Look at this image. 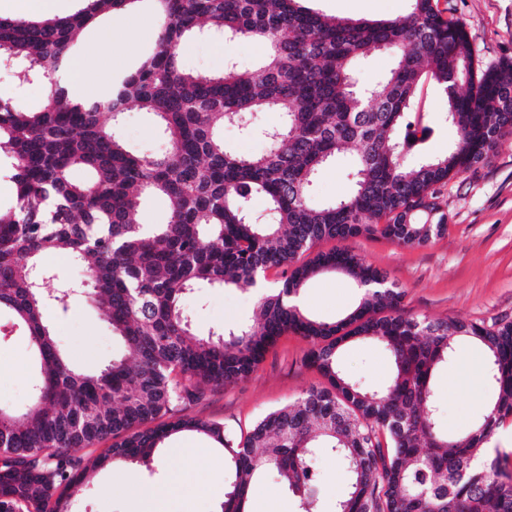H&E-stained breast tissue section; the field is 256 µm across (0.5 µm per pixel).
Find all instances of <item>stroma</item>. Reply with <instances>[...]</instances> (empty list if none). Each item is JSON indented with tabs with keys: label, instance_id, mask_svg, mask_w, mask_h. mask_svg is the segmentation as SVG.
Instances as JSON below:
<instances>
[{
	"label": "stroma",
	"instance_id": "1",
	"mask_svg": "<svg viewBox=\"0 0 512 512\" xmlns=\"http://www.w3.org/2000/svg\"><path fill=\"white\" fill-rule=\"evenodd\" d=\"M304 6L329 16L361 20L393 19L406 14L409 0H303ZM449 16L463 20L475 50V63L487 66L512 61V0H439ZM160 18L152 0H137L120 14H103L87 26L78 42L79 54L87 55L84 75L72 82L75 95H86V82L99 72L109 79L134 71L155 47ZM264 49L250 42H228L224 37L200 34L184 41L179 62L184 70L199 73L223 71L226 60L251 69L259 65ZM47 96L43 82L20 84L15 68L0 62V100L34 110ZM424 109L433 129L431 153L440 154L458 133L444 119L442 94L428 88ZM118 133L126 147L150 154L164 149L154 117L136 105H128L119 119ZM279 121L275 112L259 113L254 130L244 135L237 127L224 128V140L235 151L257 154L264 150V131ZM357 150H350L323 168L312 186L315 202H333L353 187ZM448 215V231L423 247H406L386 240L354 238L342 246L387 273L405 292V309L413 316L452 318L492 325L512 320V134L497 144L490 163L474 172L454 177L440 195ZM304 309L313 317L336 320L360 301V291L346 276L329 272L311 278L303 290ZM182 306L198 334L232 327L252 316L253 293L236 288H198L188 293ZM47 316L58 342L73 363L96 370L124 353L120 337L83 300L68 311L48 308ZM308 342L288 333L266 354L258 368L236 385L207 391L187 407L189 416L222 422L227 433L237 436L272 409L297 400L320 377L301 364ZM341 366L353 380L368 387L384 386L391 375V359L378 345L357 342L341 352ZM33 366L23 334L0 342V405L24 406L30 396ZM441 425L451 434L471 430L489 398L486 360L469 340H458L446 369L437 372ZM184 447V454L170 450ZM321 491L322 512H335L336 498L348 476L329 451L313 461ZM178 470L200 489L188 497L186 512H220L228 485L224 477V451L205 437L183 432L165 440L159 460L132 468L139 486L163 491L170 470ZM112 468L90 472V482L72 504V512H131L130 497L113 480ZM242 512H298L291 491L275 475L262 473L251 484Z\"/></svg>",
	"mask_w": 512,
	"mask_h": 512
}]
</instances>
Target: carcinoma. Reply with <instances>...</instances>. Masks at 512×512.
Instances as JSON below:
<instances>
[{"instance_id":"carcinoma-1","label":"carcinoma","mask_w":512,"mask_h":512,"mask_svg":"<svg viewBox=\"0 0 512 512\" xmlns=\"http://www.w3.org/2000/svg\"><path fill=\"white\" fill-rule=\"evenodd\" d=\"M136 0H87L65 18H0V56L20 63V83L48 78L54 91L38 110L0 101V155L12 161L16 205L0 213V314L28 337L37 374L28 405L0 408V512H71L88 483L71 450L113 440L96 458L149 463L173 434L194 432L224 449L229 491L221 512H241L256 474L271 472L321 512L314 456L330 450L349 475L336 512H512L508 454L487 452L496 428L512 420V320L491 327L412 316L405 292L358 255L327 241L364 237L421 247L445 234L441 189L489 162L512 133V62L474 67L464 24L439 0H410L409 12L352 21L300 0H153L161 19L155 51L111 92L85 101L59 76L82 29ZM209 31L230 42L265 46L261 64L230 62L215 74L179 64L184 39ZM382 48L394 67L370 89L354 86L355 64ZM446 99L456 143L432 156L420 107L425 86ZM133 103L153 114L166 143L156 155L127 149L100 116ZM271 111L267 148L240 155L224 126L252 130L251 116ZM360 147L351 193L315 206L309 191L320 170ZM86 168L90 180L73 171ZM168 201L164 224L139 221L141 198ZM261 197L267 219L252 216ZM57 249L81 263L86 303L121 337L127 355L97 371L77 370L45 316L67 310V288H44L41 259ZM281 287L255 295L254 316L198 336L181 302L202 287L252 291L265 273ZM324 271L341 272L364 290L336 322L319 321L292 299ZM288 332L309 342L303 365L324 384L268 412L238 439L224 424L174 416L205 389L250 375ZM465 337L487 359L492 397L483 420L448 435L439 423L434 375ZM382 344L394 373L380 389L349 379L343 346Z\"/></svg>"}]
</instances>
